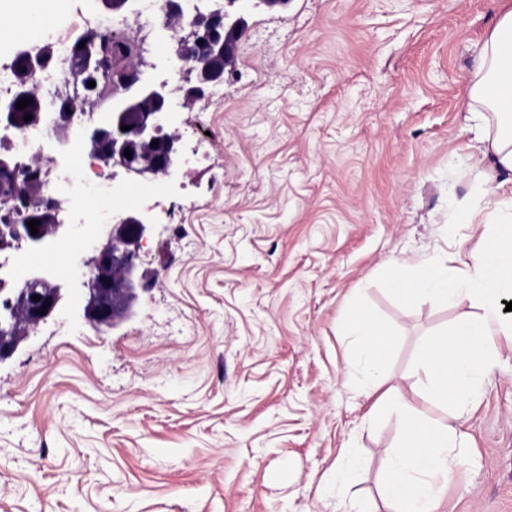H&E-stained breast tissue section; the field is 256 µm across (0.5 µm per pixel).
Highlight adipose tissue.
Listing matches in <instances>:
<instances>
[{"label":"adipose tissue","instance_id":"obj_1","mask_svg":"<svg viewBox=\"0 0 512 512\" xmlns=\"http://www.w3.org/2000/svg\"><path fill=\"white\" fill-rule=\"evenodd\" d=\"M508 59H512V9L499 15L477 51L466 102L486 144L482 159L489 161L493 174L512 180V105L496 95L500 84L512 82V71L504 67ZM494 219L498 234L466 269L450 268L444 256L395 257L389 262L387 286L403 301L432 297L446 304L468 302L477 310L423 341L425 408L399 396L394 399L402 452L385 473L382 496L386 512H434L440 481L459 463L454 452L458 435L452 422L492 370L487 350L490 339L512 337V320H504L501 311L504 294L512 292V195L497 200ZM338 328L352 339L348 361L362 373L360 392L373 397L369 415L377 417L385 402L378 394L379 372L394 338L376 317L356 307Z\"/></svg>","mask_w":512,"mask_h":512}]
</instances>
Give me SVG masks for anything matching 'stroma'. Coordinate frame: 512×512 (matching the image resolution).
Listing matches in <instances>:
<instances>
[{
  "label": "stroma",
  "mask_w": 512,
  "mask_h": 512,
  "mask_svg": "<svg viewBox=\"0 0 512 512\" xmlns=\"http://www.w3.org/2000/svg\"><path fill=\"white\" fill-rule=\"evenodd\" d=\"M512 0H291L257 10L222 93L178 111L190 166L114 168L158 223L136 316L100 332L65 313L0 364V512H384L394 409L351 381L352 301L397 343L383 389L420 404V342L469 304H405L392 256L470 266L494 209L466 112L480 45ZM30 0H0V64ZM463 462L435 512H512V342L458 422ZM358 459L336 486L338 462Z\"/></svg>",
  "instance_id": "obj_1"
}]
</instances>
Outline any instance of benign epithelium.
<instances>
[{
  "label": "benign epithelium",
  "mask_w": 512,
  "mask_h": 512,
  "mask_svg": "<svg viewBox=\"0 0 512 512\" xmlns=\"http://www.w3.org/2000/svg\"><path fill=\"white\" fill-rule=\"evenodd\" d=\"M291 0H212L204 11L195 10L189 21L172 35L173 54L180 63L190 65L178 70L183 104L202 99L210 88L224 81V73L236 64L237 43L247 27V15L254 9H284ZM186 0H162L163 27L182 19ZM117 43L123 52L112 59V76L105 78L111 89V103L100 120L79 133L82 149L93 157H103L136 176L151 174L171 178L180 154L179 138L167 132L172 123L174 89L167 81L147 77V62L135 43L113 33L108 37H87L84 47L74 45L71 71L85 82L97 81L105 74L103 57L110 44ZM26 98L24 111L37 119L39 102L28 78L18 81L14 98L0 106V122L19 124L21 110L17 103ZM129 130L123 131L121 127ZM157 146H151L152 141ZM130 150L131 158L123 155ZM10 180V193L0 196V203L12 205L20 216L19 224L0 225V252L24 249L42 253L56 240L78 232L77 224H62L56 206L32 208L31 189L38 183L34 170H22L10 156L0 157V178ZM37 220V234L27 226ZM154 226L147 211L118 208L109 222L100 225L90 237L87 257L73 265L82 285L81 319L102 331L116 329L137 313L141 294L149 289V275L142 269L141 250ZM70 280L50 268H31L24 286L13 288L0 281V363L9 359L34 331L48 319L61 314L72 294ZM40 300L34 301L32 297ZM45 314H40L42 307Z\"/></svg>",
  "instance_id": "7a95c632"
}]
</instances>
